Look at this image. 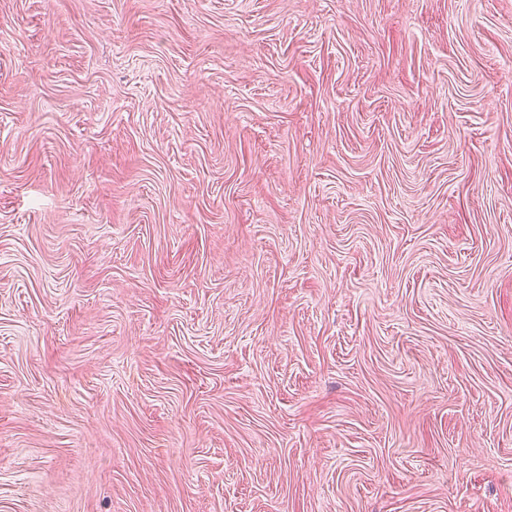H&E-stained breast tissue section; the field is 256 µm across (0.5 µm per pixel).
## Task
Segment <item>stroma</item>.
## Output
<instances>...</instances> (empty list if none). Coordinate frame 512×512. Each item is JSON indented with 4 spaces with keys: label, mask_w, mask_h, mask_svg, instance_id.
Masks as SVG:
<instances>
[{
    "label": "stroma",
    "mask_w": 512,
    "mask_h": 512,
    "mask_svg": "<svg viewBox=\"0 0 512 512\" xmlns=\"http://www.w3.org/2000/svg\"><path fill=\"white\" fill-rule=\"evenodd\" d=\"M0 512H512V0H0Z\"/></svg>",
    "instance_id": "1"
}]
</instances>
